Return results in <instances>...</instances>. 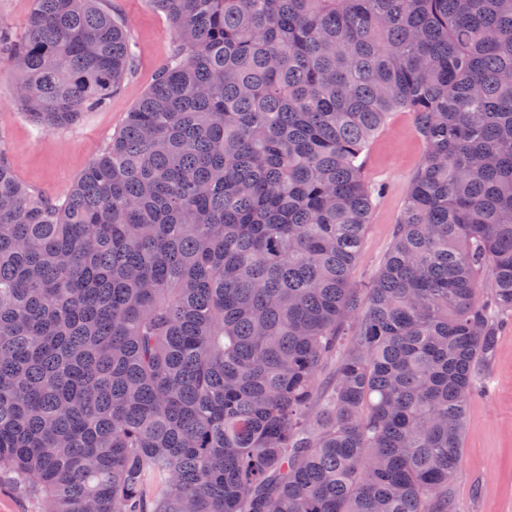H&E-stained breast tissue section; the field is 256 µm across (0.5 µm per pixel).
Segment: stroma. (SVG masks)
I'll list each match as a JSON object with an SVG mask.
<instances>
[{"mask_svg": "<svg viewBox=\"0 0 512 512\" xmlns=\"http://www.w3.org/2000/svg\"><path fill=\"white\" fill-rule=\"evenodd\" d=\"M127 23L135 47L134 66L105 105L84 113L68 128L42 132L16 104V85L7 57H0V148L17 177L37 191L63 197L84 168L111 140L128 112L153 84L174 45L165 15L148 0H109ZM425 155L410 113H396L376 138L366 162L373 197L368 224L351 280L367 285L391 244L409 181ZM459 512H512V320H504L482 393L468 409L462 465L453 489Z\"/></svg>", "mask_w": 512, "mask_h": 512, "instance_id": "35a3bbf8", "label": "stroma"}]
</instances>
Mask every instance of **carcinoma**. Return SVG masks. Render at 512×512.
Listing matches in <instances>:
<instances>
[{
	"label": "carcinoma",
	"mask_w": 512,
	"mask_h": 512,
	"mask_svg": "<svg viewBox=\"0 0 512 512\" xmlns=\"http://www.w3.org/2000/svg\"><path fill=\"white\" fill-rule=\"evenodd\" d=\"M150 2L174 49L63 198L0 150V474L37 512H455L512 317V0ZM0 55L53 131L135 51L32 0ZM397 112L425 156L354 288Z\"/></svg>",
	"instance_id": "carcinoma-1"
}]
</instances>
